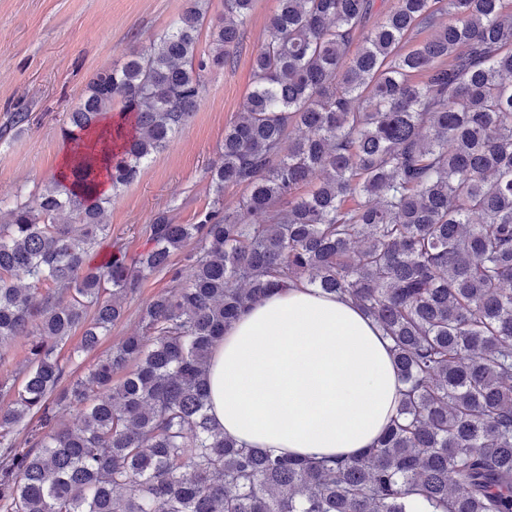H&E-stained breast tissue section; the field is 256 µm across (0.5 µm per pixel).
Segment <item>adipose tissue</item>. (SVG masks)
Masks as SVG:
<instances>
[{
	"label": "adipose tissue",
	"mask_w": 512,
	"mask_h": 512,
	"mask_svg": "<svg viewBox=\"0 0 512 512\" xmlns=\"http://www.w3.org/2000/svg\"><path fill=\"white\" fill-rule=\"evenodd\" d=\"M208 388L226 437L346 459L377 440L402 385L389 341L354 303L300 287L269 295L225 330Z\"/></svg>",
	"instance_id": "1"
}]
</instances>
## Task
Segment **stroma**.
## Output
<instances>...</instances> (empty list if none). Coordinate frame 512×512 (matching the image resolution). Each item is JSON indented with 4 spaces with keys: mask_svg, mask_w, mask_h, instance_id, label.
<instances>
[{
    "mask_svg": "<svg viewBox=\"0 0 512 512\" xmlns=\"http://www.w3.org/2000/svg\"><path fill=\"white\" fill-rule=\"evenodd\" d=\"M183 5L184 0H0V127L17 107L30 114L20 131L0 139V199H33L60 166L68 148L62 129L89 80L149 42ZM276 7V0H254L230 63L205 72L206 93L179 137L113 196L104 217L111 236L93 248V264L110 259L117 243L128 255L141 252L156 212L168 210L177 223L192 224L211 203L207 171L224 146L225 127L247 100L256 46ZM169 287L165 274L144 281L95 352H79L80 338L72 336L62 348L70 377L84 374L139 332L146 305Z\"/></svg>",
    "mask_w": 512,
    "mask_h": 512,
    "instance_id": "obj_1",
    "label": "stroma"
}]
</instances>
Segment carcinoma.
I'll use <instances>...</instances> for the list:
<instances>
[{"instance_id":"carcinoma-1","label":"carcinoma","mask_w":512,"mask_h":512,"mask_svg":"<svg viewBox=\"0 0 512 512\" xmlns=\"http://www.w3.org/2000/svg\"><path fill=\"white\" fill-rule=\"evenodd\" d=\"M185 2L89 81L36 205L0 207V347L29 341L22 381L0 372V512H409L414 495L512 512V0H393L373 22L375 0H277L210 206L195 224L158 211L147 248L93 266L102 184L134 182L189 123L254 0H224L205 49L209 0ZM231 186L247 189L232 211ZM161 272L143 333L62 385L66 340L94 351ZM298 284L352 300L390 340L401 398L358 457L244 448L208 415L213 345ZM61 406L75 426L56 425Z\"/></svg>"}]
</instances>
